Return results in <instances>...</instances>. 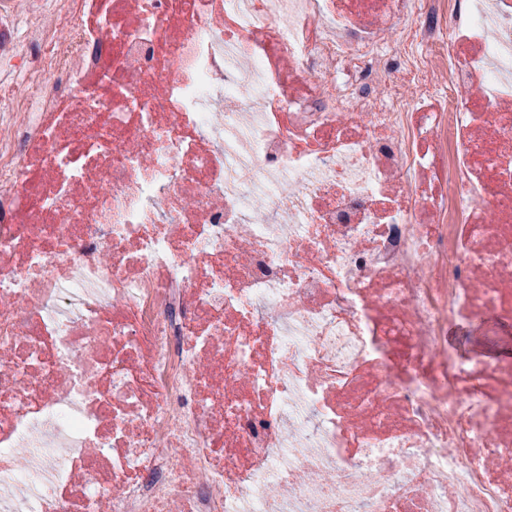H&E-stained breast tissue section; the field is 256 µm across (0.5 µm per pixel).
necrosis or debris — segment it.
Instances as JSON below:
<instances>
[{"instance_id":"1","label":"necrosis or debris","mask_w":512,"mask_h":512,"mask_svg":"<svg viewBox=\"0 0 512 512\" xmlns=\"http://www.w3.org/2000/svg\"><path fill=\"white\" fill-rule=\"evenodd\" d=\"M504 325L512 0H0V512H512Z\"/></svg>"}]
</instances>
